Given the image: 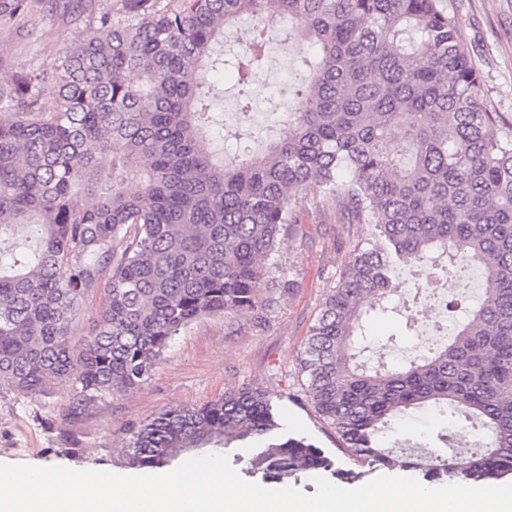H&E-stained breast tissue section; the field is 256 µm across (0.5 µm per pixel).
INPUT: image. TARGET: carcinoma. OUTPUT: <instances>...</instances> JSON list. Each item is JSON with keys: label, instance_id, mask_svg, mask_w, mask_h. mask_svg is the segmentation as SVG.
<instances>
[{"label": "carcinoma", "instance_id": "1", "mask_svg": "<svg viewBox=\"0 0 512 512\" xmlns=\"http://www.w3.org/2000/svg\"><path fill=\"white\" fill-rule=\"evenodd\" d=\"M44 0H0V28L36 31ZM89 35L48 69L0 84V234L27 231L0 262V386L36 394L72 384L71 408L140 386L181 329L254 310L265 288L293 287L266 260L318 193L338 224H369L309 328L305 393L336 442L369 467L483 486L512 475V127L481 101V74L442 0H82ZM288 21L314 50L278 116L279 131L229 155L214 142L208 74L232 70L239 115L268 59L270 22ZM247 26L224 57V31ZM56 108L45 112V86ZM102 154L111 165L99 164ZM140 189L130 193L125 182ZM432 252L416 290L480 267L483 302L427 356L368 366L357 350L364 305L399 288L398 271ZM101 294L93 330L70 325ZM462 417L446 447L478 426L487 442L448 458L383 447L409 409ZM280 429L260 389L167 410L127 452L147 469L207 446L247 445L246 470L269 484L301 472L353 483L305 439Z\"/></svg>", "mask_w": 512, "mask_h": 512}]
</instances>
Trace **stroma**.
<instances>
[{
    "label": "stroma",
    "instance_id": "1",
    "mask_svg": "<svg viewBox=\"0 0 512 512\" xmlns=\"http://www.w3.org/2000/svg\"><path fill=\"white\" fill-rule=\"evenodd\" d=\"M459 20L460 35L473 52L482 74V101L505 122H512V0H444ZM49 36L0 29V58L12 71L49 65L54 55L78 45L88 34L86 24L53 19ZM300 38L271 45V64L256 94L267 114L281 103V90L294 76ZM316 192L299 202L301 224L280 237L271 260L293 279L291 291L265 289L258 307L232 319L221 315L199 318L183 328L155 364L149 378L134 389H116L97 397L81 415L69 411L71 386L53 381L43 392L24 395L0 387V462L136 474L126 448L141 425L157 413L195 406L224 393L259 387L266 391L284 435L306 439L332 457L337 467L354 468L339 450L333 430L319 419L305 394L299 359L310 326L323 298L336 283L353 246L365 241L367 224H338L325 219ZM400 290L368 310L364 318L367 354L393 364L412 357L419 327H406L401 309L411 305L414 281L400 271ZM447 424L438 411L402 415L390 441H434Z\"/></svg>",
    "mask_w": 512,
    "mask_h": 512
}]
</instances>
